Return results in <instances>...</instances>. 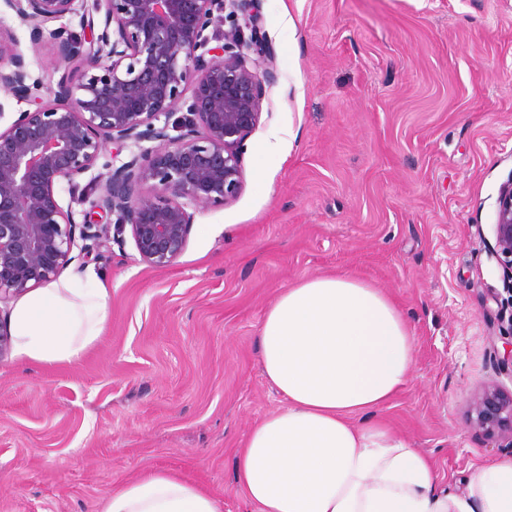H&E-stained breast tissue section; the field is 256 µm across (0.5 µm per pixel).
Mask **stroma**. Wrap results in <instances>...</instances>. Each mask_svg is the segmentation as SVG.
<instances>
[{"instance_id": "stroma-1", "label": "stroma", "mask_w": 512, "mask_h": 512, "mask_svg": "<svg viewBox=\"0 0 512 512\" xmlns=\"http://www.w3.org/2000/svg\"><path fill=\"white\" fill-rule=\"evenodd\" d=\"M278 82L243 152L245 186L201 210L169 266L132 237L91 249L110 319L77 364L0 356V512H99L165 470L221 512H252L235 457L284 405L259 327L278 293L350 273L395 300L416 378L375 418L464 488L499 443L471 424L500 367L502 271L490 251L512 176V0H262ZM0 31L32 76L51 45L0 0ZM278 146H271L272 135Z\"/></svg>"}]
</instances>
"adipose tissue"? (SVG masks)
I'll return each instance as SVG.
<instances>
[{
  "mask_svg": "<svg viewBox=\"0 0 512 512\" xmlns=\"http://www.w3.org/2000/svg\"><path fill=\"white\" fill-rule=\"evenodd\" d=\"M108 288L77 266L23 294L9 314L21 364H75L101 338ZM266 378L284 397L236 454L254 512H512V455L488 459L465 488L370 415L416 375L414 339L395 302L354 276L282 290L260 329ZM102 512H219L208 492L157 471L123 485Z\"/></svg>",
  "mask_w": 512,
  "mask_h": 512,
  "instance_id": "1",
  "label": "adipose tissue"
}]
</instances>
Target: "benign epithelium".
Instances as JSON below:
<instances>
[{"instance_id":"7a95c632","label":"benign epithelium","mask_w":512,"mask_h":512,"mask_svg":"<svg viewBox=\"0 0 512 512\" xmlns=\"http://www.w3.org/2000/svg\"><path fill=\"white\" fill-rule=\"evenodd\" d=\"M77 1L86 2L5 0L32 45L52 43L66 66L55 81L32 80L13 38L0 35V90L35 105L0 129V304L85 257L78 241L107 245L112 227L130 229L143 262L176 260L196 213L242 192L243 148L278 80L260 0H92L82 23L92 33L101 14L103 27L87 47L63 26L48 28ZM218 20L220 35L211 30ZM143 141L155 146L108 168L91 202L112 224L76 222L61 190L73 193L108 145ZM493 234L512 285V176L499 190ZM470 409L476 430L512 448V394L487 382Z\"/></svg>"}]
</instances>
